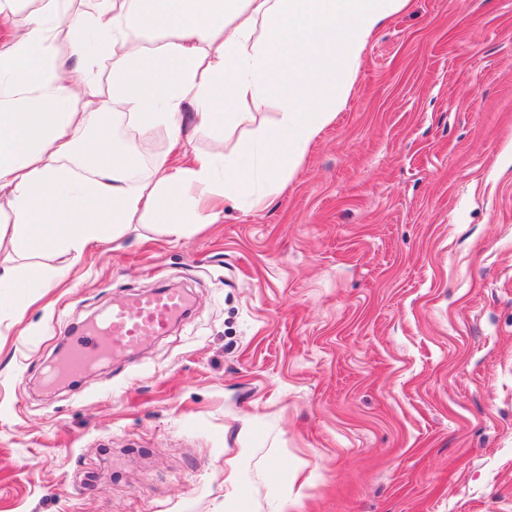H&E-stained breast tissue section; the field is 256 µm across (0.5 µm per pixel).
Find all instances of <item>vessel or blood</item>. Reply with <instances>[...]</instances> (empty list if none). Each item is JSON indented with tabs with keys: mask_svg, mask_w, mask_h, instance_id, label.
<instances>
[{
	"mask_svg": "<svg viewBox=\"0 0 512 512\" xmlns=\"http://www.w3.org/2000/svg\"><path fill=\"white\" fill-rule=\"evenodd\" d=\"M188 306L186 294L172 288L138 293L114 302L98 319L71 336L56 374L74 377L99 359L129 354L145 340L165 335Z\"/></svg>",
	"mask_w": 512,
	"mask_h": 512,
	"instance_id": "obj_1",
	"label": "vessel or blood"
}]
</instances>
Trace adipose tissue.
<instances>
[{
  "mask_svg": "<svg viewBox=\"0 0 512 512\" xmlns=\"http://www.w3.org/2000/svg\"><path fill=\"white\" fill-rule=\"evenodd\" d=\"M62 2L46 0L0 48V246L73 267L128 225L161 218L181 237L255 185L282 190L344 104L371 36L407 0H102L67 15ZM62 34L70 51L57 59ZM102 58L112 89L91 97ZM270 105L276 122L257 124ZM117 106L140 136L162 127L174 147L190 134L252 136L228 155H162L137 180L136 154L91 133Z\"/></svg>",
  "mask_w": 512,
  "mask_h": 512,
  "instance_id": "adipose-tissue-1",
  "label": "adipose tissue"
}]
</instances>
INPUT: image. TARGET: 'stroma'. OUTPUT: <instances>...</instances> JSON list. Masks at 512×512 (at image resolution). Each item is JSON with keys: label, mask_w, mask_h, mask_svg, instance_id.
Here are the masks:
<instances>
[{"label": "stroma", "mask_w": 512, "mask_h": 512, "mask_svg": "<svg viewBox=\"0 0 512 512\" xmlns=\"http://www.w3.org/2000/svg\"><path fill=\"white\" fill-rule=\"evenodd\" d=\"M170 333L48 391L73 327ZM0 312V512H512V0H410L265 203ZM188 306L186 294L173 288L115 301L98 319L83 325L70 337L68 350L52 372L74 377L99 359L127 355L145 340L164 336Z\"/></svg>", "instance_id": "1"}]
</instances>
